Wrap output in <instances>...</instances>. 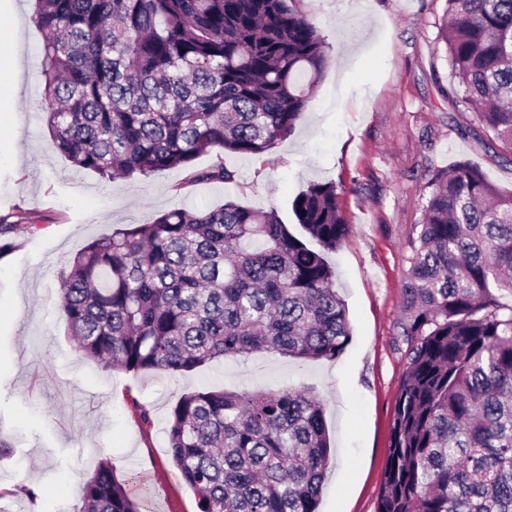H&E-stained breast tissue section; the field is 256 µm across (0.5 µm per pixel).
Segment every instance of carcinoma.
<instances>
[{
    "instance_id": "obj_1",
    "label": "carcinoma",
    "mask_w": 512,
    "mask_h": 512,
    "mask_svg": "<svg viewBox=\"0 0 512 512\" xmlns=\"http://www.w3.org/2000/svg\"><path fill=\"white\" fill-rule=\"evenodd\" d=\"M44 33L40 107L59 151L105 180L184 169L230 184L215 150L263 158L295 130L327 62L294 0H34ZM454 84L443 100L512 154V0H446ZM402 288L406 372L376 512H512V193L466 161L427 184ZM315 250L276 210L227 201L129 224L61 276L59 308L107 368L178 374L257 351L334 360L349 343L325 252L349 232L336 183L292 201ZM19 222L0 218V258ZM170 456L200 512H318L330 459L311 388L181 396ZM103 461L78 512H143Z\"/></svg>"
}]
</instances>
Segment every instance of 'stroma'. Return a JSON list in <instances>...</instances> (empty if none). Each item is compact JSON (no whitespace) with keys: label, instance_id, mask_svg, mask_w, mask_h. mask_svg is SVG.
I'll list each match as a JSON object with an SVG mask.
<instances>
[{"label":"stroma","instance_id":"stroma-1","mask_svg":"<svg viewBox=\"0 0 512 512\" xmlns=\"http://www.w3.org/2000/svg\"><path fill=\"white\" fill-rule=\"evenodd\" d=\"M326 42L327 63L297 128L264 159L214 152L228 185L188 182L182 169L102 182L57 149L39 102L44 35L33 0H0V217L16 221L0 258V512H75L99 464L150 512H199L171 462L167 425L177 400L201 390L315 388L332 459L319 512H376L394 406L406 370L402 288L418 236L425 184L469 161L500 192L512 162L462 133L470 113L438 94L451 70L438 41L446 0H296ZM333 181L350 232L327 253L351 327L333 360L267 352L209 360L175 376L107 369L85 358L58 307L61 273L93 240L174 209L232 200L277 210L291 231L295 196ZM145 406L150 424L136 411Z\"/></svg>","mask_w":512,"mask_h":512}]
</instances>
